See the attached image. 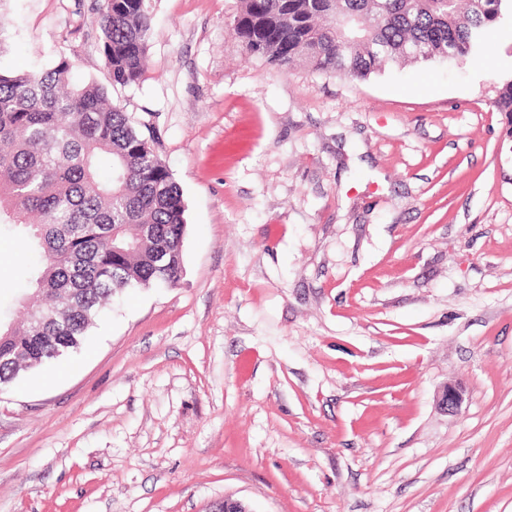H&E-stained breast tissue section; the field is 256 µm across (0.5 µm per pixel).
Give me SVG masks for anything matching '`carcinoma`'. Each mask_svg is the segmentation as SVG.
Returning <instances> with one entry per match:
<instances>
[{"mask_svg": "<svg viewBox=\"0 0 512 512\" xmlns=\"http://www.w3.org/2000/svg\"><path fill=\"white\" fill-rule=\"evenodd\" d=\"M243 49L280 67L366 78L389 63L461 59L512 23V0H240ZM114 88L137 83L153 36L148 0H112L98 17ZM66 59L40 72L0 71V235L40 256L18 297L54 305L34 329L0 308V386L77 348L100 308L130 288L173 284L183 264L186 205L150 140ZM512 112V80L495 101Z\"/></svg>", "mask_w": 512, "mask_h": 512, "instance_id": "cac0c4a2", "label": "carcinoma"}]
</instances>
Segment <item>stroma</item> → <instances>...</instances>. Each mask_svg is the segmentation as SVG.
<instances>
[{
	"mask_svg": "<svg viewBox=\"0 0 512 512\" xmlns=\"http://www.w3.org/2000/svg\"><path fill=\"white\" fill-rule=\"evenodd\" d=\"M103 6L0 0V69L108 87ZM239 7L150 0L109 98L183 191V272L0 393V512H512V29L358 80L248 55ZM38 261L0 238V301Z\"/></svg>",
	"mask_w": 512,
	"mask_h": 512,
	"instance_id": "35a3bbf8",
	"label": "stroma"
}]
</instances>
